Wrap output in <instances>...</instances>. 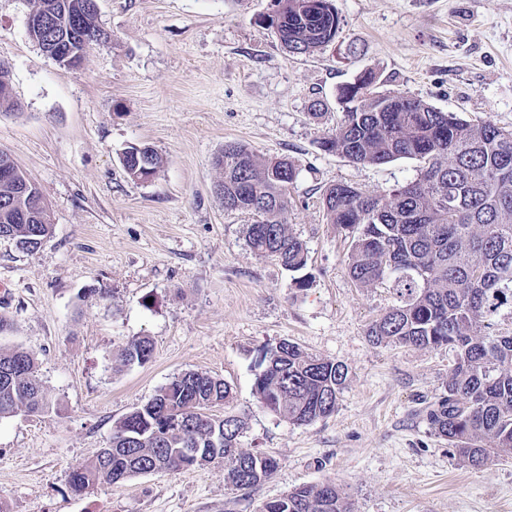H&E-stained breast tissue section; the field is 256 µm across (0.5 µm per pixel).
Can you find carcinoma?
<instances>
[{"instance_id":"1","label":"carcinoma","mask_w":512,"mask_h":512,"mask_svg":"<svg viewBox=\"0 0 512 512\" xmlns=\"http://www.w3.org/2000/svg\"><path fill=\"white\" fill-rule=\"evenodd\" d=\"M87 0H28L47 18L45 35L64 39L74 59L108 40ZM263 23L293 54H309L333 41L340 29L331 0L305 18L301 0H278ZM0 64V111L16 103ZM368 70L338 88L343 119L322 147L356 164L412 159L415 180L383 196L348 183L322 192L329 223L351 238L349 275L361 287L386 283L397 302L367 330L370 342L412 345L453 353L444 392L426 411L432 429L448 439L458 460L480 469L512 454V334L491 332L492 320L512 306V130L490 120L472 122L411 95L376 90ZM124 166L134 180L151 179L160 166L155 150L130 146ZM222 170L224 209L260 214L248 226V246L297 273L308 264L302 240L280 220L297 171L286 157L261 161L243 144L228 143L215 157ZM51 232L45 212L35 214L14 181L0 176V237L33 252ZM153 343L130 341L119 353L126 364H146ZM253 394L264 409L296 425L332 415L348 378L339 361L318 358L282 341L264 349ZM231 387L224 380L186 371L161 386L144 405L125 415L107 447L69 474L82 495L101 481L224 463V478L237 489L268 479L278 463L241 449L244 422L219 416ZM50 400L34 356L0 349V419L21 410L45 411ZM261 512H353L333 483L296 487L262 506Z\"/></svg>"}]
</instances>
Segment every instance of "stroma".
I'll return each instance as SVG.
<instances>
[{
    "label": "stroma",
    "instance_id": "stroma-1",
    "mask_svg": "<svg viewBox=\"0 0 512 512\" xmlns=\"http://www.w3.org/2000/svg\"><path fill=\"white\" fill-rule=\"evenodd\" d=\"M332 4L336 39L292 54L258 22L275 0H97L111 39L66 67L30 38L27 0H0V62L18 104L0 112V150L52 224L33 252L0 237V348L35 356L52 401L0 420L5 512H260L327 482L355 512H512V454L466 466L425 419L452 353L369 342L395 296L354 284L350 240L321 203L336 183L385 194L416 178L417 161L355 164L320 146L342 118L338 87L368 69L379 91L512 129V0ZM231 142L295 163L283 220L308 249L307 287L248 246L256 215L225 210L214 158ZM134 144L162 159L149 181L123 168ZM142 336L151 360L122 364L118 351ZM284 340L347 366L331 416L293 425L258 404L259 355ZM190 370L230 384L220 413L243 418L242 449L274 457L275 473L238 490L213 463L75 495L70 472L115 423Z\"/></svg>",
    "mask_w": 512,
    "mask_h": 512
}]
</instances>
